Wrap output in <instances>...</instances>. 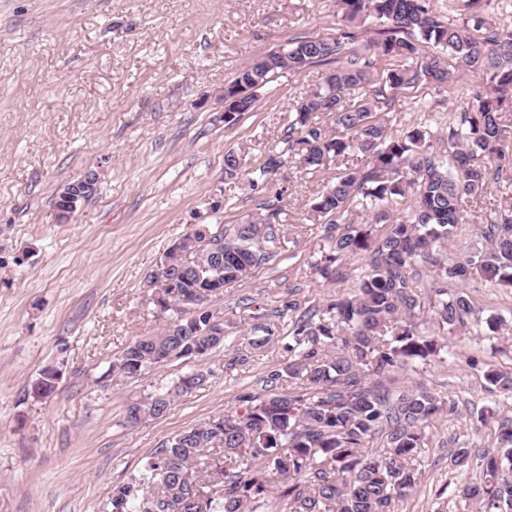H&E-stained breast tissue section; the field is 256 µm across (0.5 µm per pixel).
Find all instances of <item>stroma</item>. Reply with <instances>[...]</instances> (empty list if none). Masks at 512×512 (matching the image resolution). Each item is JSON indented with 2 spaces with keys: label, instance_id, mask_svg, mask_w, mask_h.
Segmentation results:
<instances>
[{
  "label": "stroma",
  "instance_id": "stroma-1",
  "mask_svg": "<svg viewBox=\"0 0 512 512\" xmlns=\"http://www.w3.org/2000/svg\"><path fill=\"white\" fill-rule=\"evenodd\" d=\"M502 0H430L444 20L476 29L512 28ZM351 28L359 44L381 37L375 19L346 23L341 0H0V512H102L113 485L142 470L182 430L234 413L244 394H266L267 378L288 360L291 336L246 362L243 338L205 359L181 358L132 377L112 368L123 350L171 319L145 285L164 250L194 224H243L277 200L285 240L276 257L226 288L217 309L244 315L246 303L294 301L322 309L355 287L365 257L346 260L332 280L313 265L327 250V224L310 198L362 154L304 172L285 161L271 188L224 175V155L245 169L282 150L290 107L329 71L314 64L260 89L251 112L224 124V84L241 66L299 36L327 38ZM379 57L350 101H373L390 131L419 125L432 149L452 162L445 133L475 78L440 84L419 78L385 90L394 67ZM98 190L68 223L57 220L58 190L87 171ZM512 179L491 183L474 221L447 245L462 257L485 245L477 227L497 220ZM478 326L448 334L440 355L397 373L395 385H424L445 401L426 429L421 479L403 512H458L456 489L492 449L512 398L492 391L488 368L512 370V288L475 278L464 287ZM500 318L497 329L487 319ZM53 367L52 396L33 384ZM202 370L203 386L175 399L162 417L126 426L128 406L154 388ZM470 448L449 468L448 454Z\"/></svg>",
  "mask_w": 512,
  "mask_h": 512
}]
</instances>
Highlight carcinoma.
<instances>
[{
	"instance_id": "carcinoma-1",
	"label": "carcinoma",
	"mask_w": 512,
	"mask_h": 512,
	"mask_svg": "<svg viewBox=\"0 0 512 512\" xmlns=\"http://www.w3.org/2000/svg\"><path fill=\"white\" fill-rule=\"evenodd\" d=\"M346 18L371 17L384 26L383 38L368 49L378 57L400 61L382 84L391 89L420 76L439 83L454 75L428 59L421 71L406 66L420 44L450 51L458 69L487 75V86L473 93L458 123L448 125V145L455 164L448 169L431 151L425 126L405 136L392 134L367 102L349 104L347 92L369 80L374 60L356 48L350 31L338 37L300 36L288 46L242 66L224 84L232 125L252 110L256 93L276 76L298 74L312 64H336L324 84L292 106L282 142L301 169L316 171L357 150L367 157L364 169H347L313 198L310 211L337 224L353 200L377 221L389 220L396 199L414 196L411 213L392 221L375 236L365 224H346L328 237L329 250L316 266L328 278L337 261L370 254L369 270L351 293L295 321L290 357L271 372L272 393L260 399L239 397L240 409L188 428L162 443L143 472L112 486L110 512H261L272 490H278L280 512H397L401 501L420 483L417 456L424 447L428 422L443 411L444 400L423 387L393 392L391 374L413 362H426L441 350L438 337L420 330L424 313L415 272L422 268L437 286L434 319L439 328L462 327L473 314L469 296L448 291L476 275L512 288V203L497 221L480 225L485 249L450 260L445 245L463 223L460 200L477 201L489 184L503 176L501 142L512 130L503 114L512 108V30L494 31L483 40L465 25L448 23L433 13L429 0H341ZM282 154H269L251 187L269 182L282 165ZM269 208L259 221L224 224L202 234L183 235L189 245L168 247L158 271L146 285L157 294L160 309L173 321L124 349L113 363L121 372L141 376L174 359L209 355L219 344L205 345L174 329L192 318L181 304L195 295L206 302L276 256L281 248L279 209ZM168 280L171 286L159 288ZM299 308L288 302L268 311L249 303L250 314L228 318L224 327L250 331L248 345L264 348L280 336L282 322ZM486 381L512 396V371L489 369ZM304 386L298 394L288 386ZM193 389L186 378L157 387L132 404L141 415H125L135 427L163 416L175 398ZM384 436L380 448L372 438ZM459 512H512V418L499 422L496 449L480 456L479 473L457 488Z\"/></svg>"
}]
</instances>
